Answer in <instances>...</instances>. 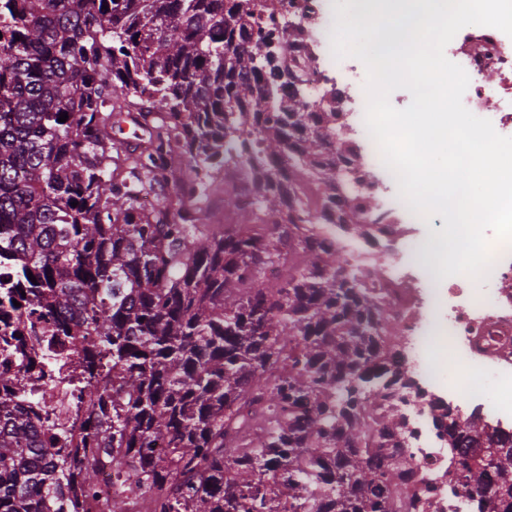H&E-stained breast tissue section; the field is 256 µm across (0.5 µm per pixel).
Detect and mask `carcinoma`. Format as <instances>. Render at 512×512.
Listing matches in <instances>:
<instances>
[{
  "instance_id": "1",
  "label": "carcinoma",
  "mask_w": 512,
  "mask_h": 512,
  "mask_svg": "<svg viewBox=\"0 0 512 512\" xmlns=\"http://www.w3.org/2000/svg\"><path fill=\"white\" fill-rule=\"evenodd\" d=\"M275 40L251 0H0V263L37 314L0 356L39 355L72 391L59 426L0 371V512H136L143 493L152 512H441L390 492L413 380L392 315L309 227L343 209L336 107L274 79ZM124 115L134 144L112 137ZM254 157L247 200L233 166ZM220 171L236 221L215 226ZM362 224L344 209L340 229ZM78 337L76 364L53 349ZM430 415L455 494L512 500V432Z\"/></svg>"
}]
</instances>
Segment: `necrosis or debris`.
<instances>
[{
  "instance_id": "4bbe7bcc",
  "label": "necrosis or debris",
  "mask_w": 512,
  "mask_h": 512,
  "mask_svg": "<svg viewBox=\"0 0 512 512\" xmlns=\"http://www.w3.org/2000/svg\"><path fill=\"white\" fill-rule=\"evenodd\" d=\"M275 3L279 31L290 37L279 60L281 67L305 80L308 90L336 91L341 126L336 145L352 149L359 158L356 168L340 167L338 189L352 204L367 205L364 232L340 235L332 223L318 225L317 231L335 241L350 270L369 280L409 342L408 374L414 385L406 393L407 426L399 454L406 469L417 474L420 495L438 500L443 512H472L473 503L450 490L448 440L429 429L424 397L442 386L450 409L462 421L475 415L492 428L512 425V255L493 256L491 270L478 288L465 275L442 277L431 258L433 241L409 232V225L419 218L399 206L388 183L390 172L365 125V92L347 93L337 76L344 69L362 75L366 68L353 57L333 58L332 0ZM446 54L469 76L464 106L490 120L498 134L512 137V37L492 27L470 25L456 34ZM486 70L495 74V83L484 82ZM383 224L400 239L399 249L370 246ZM439 277L447 282L443 316L422 307ZM39 371L36 364L23 369L33 402L52 408L56 421L66 423L68 395L62 384L40 378Z\"/></svg>"
}]
</instances>
